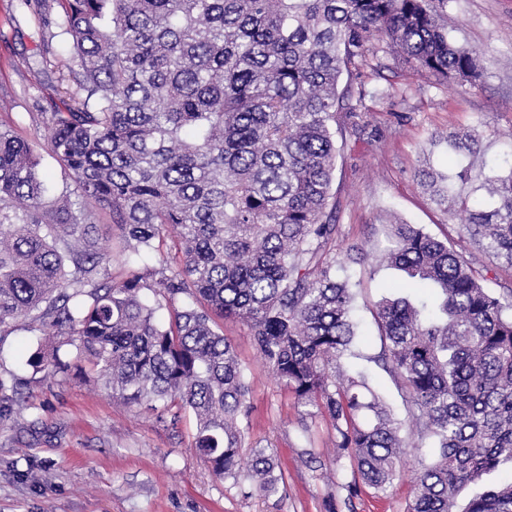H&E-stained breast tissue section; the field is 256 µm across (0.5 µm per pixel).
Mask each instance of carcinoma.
<instances>
[{"mask_svg":"<svg viewBox=\"0 0 512 512\" xmlns=\"http://www.w3.org/2000/svg\"><path fill=\"white\" fill-rule=\"evenodd\" d=\"M85 97L47 118L46 149L81 198L47 194L30 144L0 129V329L29 318L46 345L79 349L132 404L194 414L195 448L212 472L276 495L273 455L244 460L250 382L218 321L245 325L298 408L336 430L354 463L347 500L402 476L405 427L361 372L355 295L318 258L336 235V135L357 126L383 87L343 73L378 71L374 42L442 84H476L479 55L448 32L451 0H65ZM478 155L479 135L448 134ZM450 175L430 160L418 183L472 249L512 267V150ZM126 247L174 255L115 282L92 208ZM379 264L403 274L374 320L382 368L406 393L411 431L433 456L411 473L407 512H512V482L458 509L469 484L512 461V289L498 292L463 253L417 224H391ZM167 307L163 322L156 312Z\"/></svg>","mask_w":512,"mask_h":512,"instance_id":"obj_1","label":"carcinoma"}]
</instances>
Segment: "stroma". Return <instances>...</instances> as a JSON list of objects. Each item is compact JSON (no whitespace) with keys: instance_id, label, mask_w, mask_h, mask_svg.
Here are the masks:
<instances>
[{"instance_id":"1","label":"stroma","mask_w":512,"mask_h":512,"mask_svg":"<svg viewBox=\"0 0 512 512\" xmlns=\"http://www.w3.org/2000/svg\"><path fill=\"white\" fill-rule=\"evenodd\" d=\"M64 10L63 0H0V127L41 154L57 192L72 181L45 151L44 116L63 99L84 94L75 76L61 74ZM449 11L451 35L479 53L482 78L449 88L391 52L384 53L380 74L363 70L364 81L392 93L383 102H366L358 129L344 133L333 182L336 236L323 249L325 258L336 261L337 278L357 284L359 337L348 365L366 373L402 420L407 403L377 361L382 342L373 318L375 304L401 276L375 258L387 244L390 222L398 220L450 241L477 270L493 266L491 258L469 250L447 213L422 194L417 171L425 156L435 168L447 169L454 158L437 139L459 129L476 130L489 159L512 140V0H452ZM95 221L115 280L170 255L166 241L131 254L108 216L97 214ZM353 250L366 254V262H349ZM222 329L250 380L243 444L276 455L285 481L277 496L251 495L216 476L193 447L190 413L160 414L124 403L76 346L61 347L63 369L33 372L25 361L45 338L37 322L21 320L0 337V512H327L330 499L342 496V484L352 478L349 458L336 455L335 430L316 410L295 407L246 326L227 321ZM20 395L27 403L21 412L12 408ZM430 456L426 440L408 449L404 476L386 493L364 490L354 512H406L412 496L408 472Z\"/></svg>"}]
</instances>
